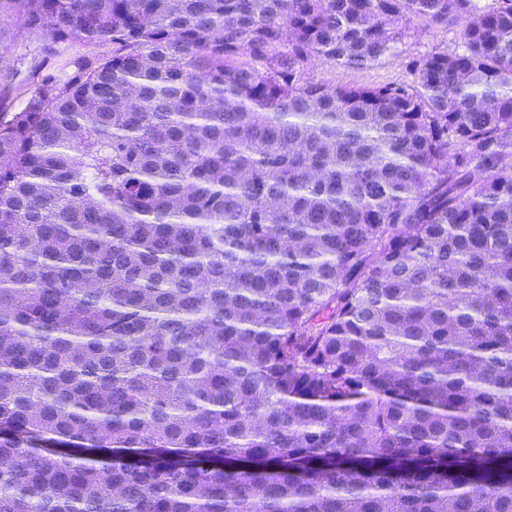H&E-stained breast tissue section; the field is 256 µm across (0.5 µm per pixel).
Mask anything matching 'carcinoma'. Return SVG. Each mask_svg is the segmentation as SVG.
<instances>
[{"label":"carcinoma","mask_w":512,"mask_h":512,"mask_svg":"<svg viewBox=\"0 0 512 512\" xmlns=\"http://www.w3.org/2000/svg\"><path fill=\"white\" fill-rule=\"evenodd\" d=\"M13 10L0 512H512V0ZM0 58L14 64L19 69V75L12 86L0 85V102L3 106L20 109L23 105L22 86L30 87L29 82L23 80L27 77L28 68L34 58L40 56L47 37L41 34L30 33L22 25L19 14L0 16ZM20 82H24L18 85ZM462 16L457 23L444 28L432 25L426 18L409 14L405 21L406 36L395 51L377 64L366 68L336 66L328 68L319 64L308 66V76L326 80L336 86H378L389 83L409 82L414 62L432 50H457L460 32L468 21Z\"/></svg>","instance_id":"obj_1"}]
</instances>
